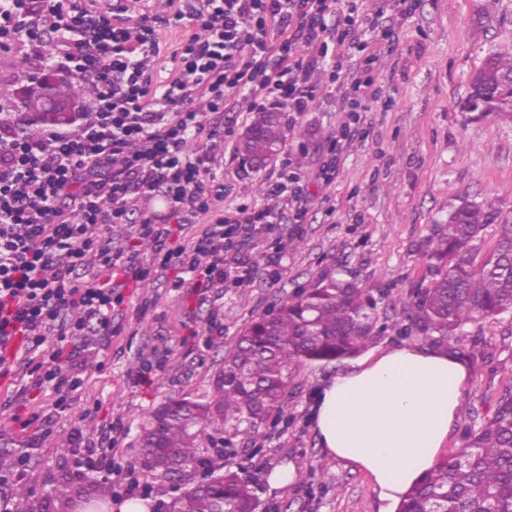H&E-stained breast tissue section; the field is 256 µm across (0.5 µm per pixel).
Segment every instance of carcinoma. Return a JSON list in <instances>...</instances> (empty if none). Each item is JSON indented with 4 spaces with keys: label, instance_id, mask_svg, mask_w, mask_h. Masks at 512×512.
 <instances>
[{
    "label": "carcinoma",
    "instance_id": "obj_1",
    "mask_svg": "<svg viewBox=\"0 0 512 512\" xmlns=\"http://www.w3.org/2000/svg\"><path fill=\"white\" fill-rule=\"evenodd\" d=\"M512 76V54H490L471 80V89L493 98L498 78ZM72 93L64 79L56 82L53 102L34 91L23 102L31 114L29 134L43 124L62 126L71 113L58 109ZM288 125L279 112H257L242 142L245 159L263 163L285 140ZM498 224L496 246L475 263L474 242L484 226ZM426 262L422 282L400 294L401 311L393 315L398 331L420 333L437 346L458 341L457 333L478 319L512 317V219L500 218L494 203L467 200L452 208L444 224L434 225L419 244ZM390 297L386 288H364L345 273L320 275L309 288L247 323L212 391L161 404L141 426V451L152 457L149 474L169 479L185 469L205 467L211 479L170 499L171 512H258L262 467L259 448H243L247 465L224 469L202 456L200 441L213 422L224 426V444L245 443L277 425L288 412L289 385L304 365H329L364 352L388 328L378 306ZM14 494L28 512H43V502L23 484ZM62 512L77 506L96 508L112 495L101 479L87 490L63 482L53 488ZM397 512H512V389L496 402L491 417L472 427L465 448L437 460L403 496Z\"/></svg>",
    "mask_w": 512,
    "mask_h": 512
}]
</instances>
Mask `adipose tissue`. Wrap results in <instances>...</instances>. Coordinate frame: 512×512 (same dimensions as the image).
Wrapping results in <instances>:
<instances>
[{
    "label": "adipose tissue",
    "mask_w": 512,
    "mask_h": 512,
    "mask_svg": "<svg viewBox=\"0 0 512 512\" xmlns=\"http://www.w3.org/2000/svg\"><path fill=\"white\" fill-rule=\"evenodd\" d=\"M468 382L466 364L443 349L403 347L350 362L317 396L320 442L365 470L380 512H393L434 466Z\"/></svg>",
    "instance_id": "obj_1"
}]
</instances>
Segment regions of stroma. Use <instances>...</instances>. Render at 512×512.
Segmentation results:
<instances>
[{
    "label": "stroma",
    "mask_w": 512,
    "mask_h": 512,
    "mask_svg": "<svg viewBox=\"0 0 512 512\" xmlns=\"http://www.w3.org/2000/svg\"><path fill=\"white\" fill-rule=\"evenodd\" d=\"M365 11L381 12L389 38L377 42L374 72L377 95L361 113V132L344 144L336 175L324 181L321 166L331 139L350 120L342 102L349 83L331 84L322 70L307 84L315 99L307 111L288 113V133L279 153L260 166L242 161L237 146L250 124L249 112L209 111L207 121L222 126L224 140L209 150L208 167L224 196L216 208L237 216L242 205L277 204L279 224L254 225L224 254V267L246 262L250 274L224 291L198 295L175 287L176 271H163L148 283L132 282L112 313V333L87 337L79 369L84 379L67 410L57 409L54 392L23 393V380L0 377V403L13 397L26 413L38 414L27 431L0 430V507L25 512L12 490L22 483L42 493L45 512H59L51 491L67 480L89 487L97 473L84 462L119 425L112 452L119 473L112 476V502L146 498L155 503L182 491L206 474L186 472L175 479L146 476L138 463V432L145 415L174 397L211 390L223 366L224 348L252 316L309 287L328 270H347L370 288L390 289L379 310L391 319L397 298L423 280L426 268L416 246L431 224L447 219L452 206L494 200L512 216V124L466 112L462 104L470 78L489 53L512 49V0H414L403 11L398 0H361ZM49 64L25 59L23 51H0V92L13 102L12 121L26 128L29 117L21 91ZM300 181L274 199L267 190L281 172ZM300 246H293V239ZM450 351L467 364L470 381L463 399L472 420L456 419L440 456L466 443L470 422H484L506 385L512 384V322L467 324ZM341 369L333 363L300 368L290 388L287 423L256 440L263 450L260 475L263 512H379L378 493L363 470L330 456L321 446L314 406L324 384ZM26 456L23 476L13 466ZM310 469L302 485L271 483L275 471Z\"/></svg>",
    "instance_id": "1"
}]
</instances>
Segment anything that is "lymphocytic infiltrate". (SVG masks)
Returning a JSON list of instances; mask_svg holds the SVG:
<instances>
[{
	"mask_svg": "<svg viewBox=\"0 0 512 512\" xmlns=\"http://www.w3.org/2000/svg\"><path fill=\"white\" fill-rule=\"evenodd\" d=\"M171 24L188 34L160 83L158 28ZM376 28L359 0H171L168 16L144 14L133 27L91 0H0V49L19 45L96 89L80 123L47 128L42 140L0 123V375L21 372L31 390H53L56 406L68 408L84 384L79 341L93 328L111 335L124 301L113 277L142 281L176 268L189 287L223 288L227 244L279 214L245 205L231 220L215 211L207 157L187 144L203 136L215 145L222 135L208 129L196 97L213 112L241 101L251 111L303 112L313 95L302 86L319 67L331 82L348 77L353 94L343 104L365 111L359 91L371 86L378 56L360 34ZM312 44L318 57L302 55ZM353 57L357 69L344 73ZM158 194L165 210L140 212V201ZM135 213L137 236L157 243L147 263L107 234ZM190 216L206 229L173 244Z\"/></svg>",
	"mask_w": 512,
	"mask_h": 512,
	"instance_id": "1",
	"label": "lymphocytic infiltrate"
}]
</instances>
